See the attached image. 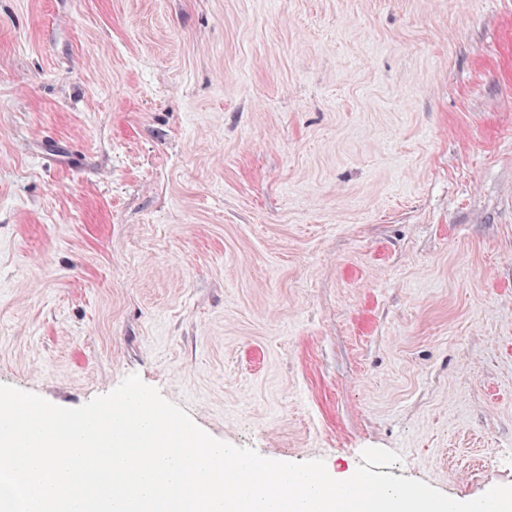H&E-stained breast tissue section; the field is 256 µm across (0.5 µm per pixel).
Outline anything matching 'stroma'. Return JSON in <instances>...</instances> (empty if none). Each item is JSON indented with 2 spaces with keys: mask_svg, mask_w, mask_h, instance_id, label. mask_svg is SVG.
I'll return each instance as SVG.
<instances>
[{
  "mask_svg": "<svg viewBox=\"0 0 512 512\" xmlns=\"http://www.w3.org/2000/svg\"><path fill=\"white\" fill-rule=\"evenodd\" d=\"M512 485V0H0V384Z\"/></svg>",
  "mask_w": 512,
  "mask_h": 512,
  "instance_id": "35a3bbf8",
  "label": "stroma"
}]
</instances>
